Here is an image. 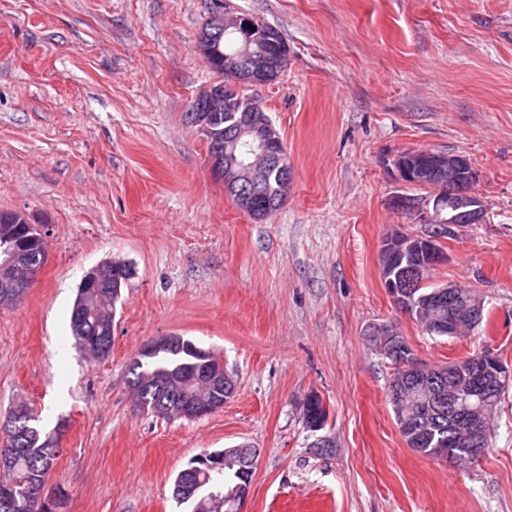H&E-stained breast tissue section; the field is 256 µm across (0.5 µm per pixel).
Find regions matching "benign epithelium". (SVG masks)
<instances>
[{"label": "benign epithelium", "instance_id": "benign-epithelium-1", "mask_svg": "<svg viewBox=\"0 0 512 512\" xmlns=\"http://www.w3.org/2000/svg\"><path fill=\"white\" fill-rule=\"evenodd\" d=\"M224 29H234L245 34L243 51L248 53L251 67L243 81L216 88L210 92V111L212 112H217L223 107L225 95L236 93L244 87V84L264 82L269 67L268 56L264 50L266 34L248 28L247 16L224 14ZM267 127L269 124L265 116L253 114L252 120L238 126L234 138L236 143L243 139L245 143L253 145L250 153L241 157L232 150L225 161L218 162L213 158L210 159L212 173L224 182L225 189L232 190L241 183L254 185L258 183L261 174L279 163L280 156L275 153L271 141L267 140L264 133ZM466 161L467 157L459 154L419 151L411 155L409 162L397 164L396 171L402 181L421 185L431 167L436 166L450 174H456ZM406 214L422 224L430 225L432 230L424 236L396 232L385 238L379 254V267L388 293L402 309L407 311L409 310L408 293L390 276L395 261L401 256L416 255H424L429 259L427 265H410L405 269V279L408 281L420 277L427 266L444 262L446 255L435 250V241L440 239L441 234L451 229V225L441 218L439 204L428 200H421L411 205ZM4 244L6 247L0 250V295L15 302L21 298V295L15 293V289L28 286L27 282L21 280L19 272L22 271L28 275L36 273L40 269L42 257L38 253L21 252L16 243L10 240L4 241ZM107 267L117 272L122 270V265L114 261L101 264L85 274L84 287H94ZM448 305L458 309V315L448 323V331L451 333L459 331L465 324L471 325L480 319L484 309L481 298L474 295L463 296L459 287L453 284L448 285ZM398 333L399 330L395 325L382 323L372 327L367 332V336L372 340L380 339L378 348L385 353L397 341ZM446 376H448L449 391L448 413H450L452 428L461 441L472 449V458H479L490 445L486 418L492 410L487 395L496 384L511 378L512 371L487 351L474 359L467 357L449 364ZM196 383L203 387L205 395L211 397V402L198 410L201 416L223 408L235 392V384L228 375L211 373L205 367L201 368ZM203 467L210 470H223L224 451H206L199 454L187 468L182 470V490L193 489L192 477L197 475ZM250 488L249 483L239 484L227 495L219 490L210 492V497L230 504L234 507L232 512H241L240 505L248 496ZM35 496L39 498L44 512H62L63 503L58 492H50L46 486L41 485L36 489Z\"/></svg>", "mask_w": 512, "mask_h": 512}]
</instances>
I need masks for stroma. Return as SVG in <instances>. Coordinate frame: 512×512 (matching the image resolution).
I'll return each mask as SVG.
<instances>
[{
	"instance_id": "1",
	"label": "stroma",
	"mask_w": 512,
	"mask_h": 512,
	"mask_svg": "<svg viewBox=\"0 0 512 512\" xmlns=\"http://www.w3.org/2000/svg\"><path fill=\"white\" fill-rule=\"evenodd\" d=\"M278 28L288 64L246 88L283 138L292 181L257 222L225 193L187 120L217 76L196 51L215 12ZM466 156L482 223L441 241L428 283L482 298L487 330L428 335L387 293L379 252L429 227L393 209L398 155ZM0 211L45 233L46 262L0 307V421L17 405L59 429L50 488L65 512H190L172 496L202 450L258 452L242 512H512V388L470 468L409 448L366 340L395 324L430 368L490 346L512 369V0H0ZM130 265L112 351L69 327L77 287ZM177 334L223 359L234 396L168 419L129 368ZM329 411L309 431L303 404ZM332 438L315 447L317 435Z\"/></svg>"
}]
</instances>
